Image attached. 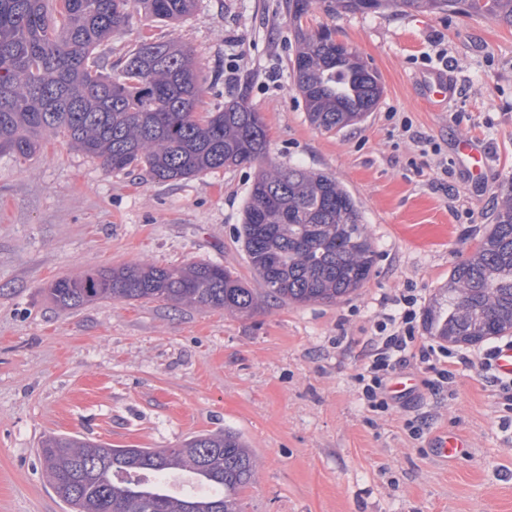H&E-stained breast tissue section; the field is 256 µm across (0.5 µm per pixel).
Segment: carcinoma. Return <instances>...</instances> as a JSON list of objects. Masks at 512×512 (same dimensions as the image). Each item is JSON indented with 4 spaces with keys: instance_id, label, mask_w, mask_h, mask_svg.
Here are the masks:
<instances>
[{
    "instance_id": "obj_1",
    "label": "carcinoma",
    "mask_w": 512,
    "mask_h": 512,
    "mask_svg": "<svg viewBox=\"0 0 512 512\" xmlns=\"http://www.w3.org/2000/svg\"><path fill=\"white\" fill-rule=\"evenodd\" d=\"M391 1L417 11L476 13L512 26V0H287L295 24V89L315 128L337 132L365 120L383 87L377 72L326 29L302 27L312 3L366 13ZM197 0H0V154L27 159L49 132L111 171L143 169L159 181L261 162L268 130L235 100L200 110L205 88L190 51L143 40L103 73L95 50L125 28L132 11L179 21ZM265 291L205 260L83 270L48 288L61 309L107 301H158L173 309L252 316L273 299L336 304L363 287L373 241L351 194L335 178L270 164L255 176L238 231ZM448 304L427 310L431 333L454 345L512 331V188L496 224L448 275ZM49 484L71 512H239L257 471L245 441L206 433L175 448H114L76 436L41 441Z\"/></svg>"
}]
</instances>
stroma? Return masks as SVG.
Segmentation results:
<instances>
[{
	"instance_id": "1",
	"label": "stroma",
	"mask_w": 512,
	"mask_h": 512,
	"mask_svg": "<svg viewBox=\"0 0 512 512\" xmlns=\"http://www.w3.org/2000/svg\"><path fill=\"white\" fill-rule=\"evenodd\" d=\"M302 24L329 29L379 73L382 98L362 123L325 133L308 122L285 0H198L177 23L137 15L99 53L108 65L144 39L190 47L203 109L245 100L268 126V161L349 191L377 251L368 281L337 304L248 318L157 301L57 309V278L141 261H211L261 288L238 239L259 166L160 182L109 171L51 134L29 159L0 155V512H65L39 462L45 436L172 448L217 431L260 463L242 512H512V401L481 366L506 337L446 347L454 377L439 393L418 358L396 365L415 389L388 395L384 411L357 382L400 296L417 300L418 345H442L426 311L512 187V27L466 13L328 14L316 2ZM437 72L453 85L440 105L426 95ZM466 137L489 153L485 180L457 159ZM444 433L465 445L449 461L434 447Z\"/></svg>"
}]
</instances>
